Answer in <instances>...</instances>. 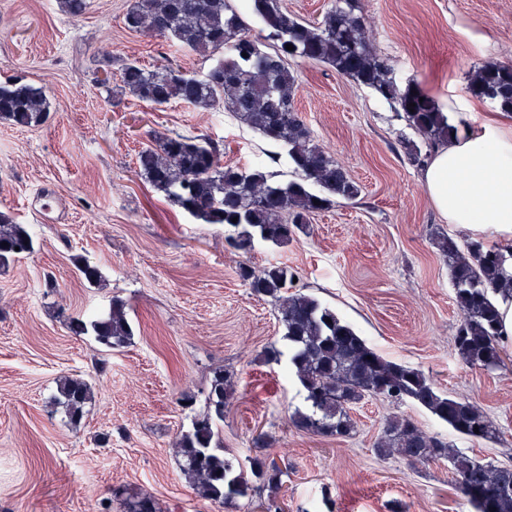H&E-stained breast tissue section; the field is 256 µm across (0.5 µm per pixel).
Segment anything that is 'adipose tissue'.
<instances>
[{
  "instance_id": "ef3b65f1",
  "label": "adipose tissue",
  "mask_w": 512,
  "mask_h": 512,
  "mask_svg": "<svg viewBox=\"0 0 512 512\" xmlns=\"http://www.w3.org/2000/svg\"><path fill=\"white\" fill-rule=\"evenodd\" d=\"M433 208L470 238H512V126L481 122L436 150L422 173Z\"/></svg>"
}]
</instances>
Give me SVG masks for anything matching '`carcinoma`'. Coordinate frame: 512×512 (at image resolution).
Wrapping results in <instances>:
<instances>
[{"label": "carcinoma", "instance_id": "carcinoma-1", "mask_svg": "<svg viewBox=\"0 0 512 512\" xmlns=\"http://www.w3.org/2000/svg\"><path fill=\"white\" fill-rule=\"evenodd\" d=\"M246 10L260 24L256 35L229 0H135L125 15L128 30L152 32L202 56H224L202 76L166 65L148 68L136 60L124 62L119 72L122 90L140 101L154 106L181 102L205 110L222 106L270 143L287 149L295 178L286 183L273 181L258 167L221 164L219 143L207 137H159L139 151L141 175L188 215L224 225L230 231L225 240L234 249L248 253L257 241L286 245L308 233L313 215L338 199L353 201L361 194L360 185L313 143L295 107L298 74L290 62L327 64L393 104L421 138V144L410 149L419 165L458 135V127L448 122L428 92L416 84L400 87L388 61L373 53L371 22L354 13L353 0H336L317 26L289 14L279 0H246ZM288 44L294 49L287 50ZM468 89L482 100L494 97L501 111L512 112V64L482 65L470 75ZM49 112L43 88L0 83V120L29 127L43 123ZM435 244L450 268L459 315L454 336L458 354L473 369L499 368L497 301L500 295H512V275L506 274L512 245L490 246L476 239L460 244L449 235L438 236ZM33 250L28 229L0 211V266ZM238 275L256 297L278 305L283 337L290 346L289 368L309 405V411L293 415L299 429L349 437L356 428L352 406L377 396L394 404L410 401L472 442L496 435L493 421L476 403L441 394L422 370L384 358L333 308L300 290L290 291L295 274L288 265L271 263L257 272L242 263ZM73 330L112 349L125 346L133 336L126 304L118 299L100 318L74 319ZM58 394L70 424L79 425L92 400L91 387L65 379ZM233 394L232 374L214 372L206 411L176 441L182 472L195 493L231 508L256 486L281 487L283 476L273 461L252 458L247 471L236 456L218 453V424ZM376 451L412 465L446 461L474 512H512L511 466L463 453L407 417L386 421ZM122 507L123 512H155L146 496H129Z\"/></svg>", "mask_w": 512, "mask_h": 512}]
</instances>
